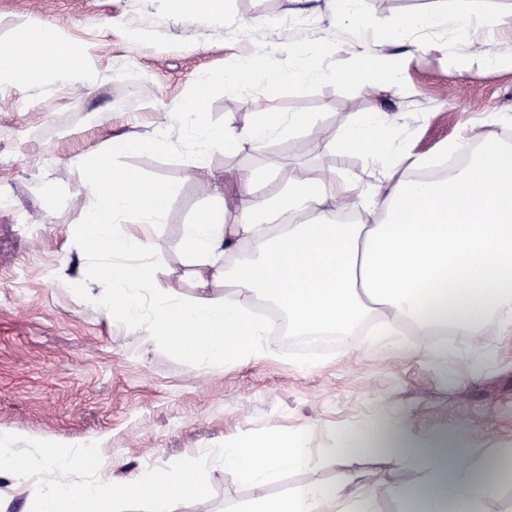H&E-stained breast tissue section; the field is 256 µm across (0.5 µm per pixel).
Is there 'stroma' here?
<instances>
[{"label": "stroma", "mask_w": 512, "mask_h": 512, "mask_svg": "<svg viewBox=\"0 0 512 512\" xmlns=\"http://www.w3.org/2000/svg\"><path fill=\"white\" fill-rule=\"evenodd\" d=\"M437 6L438 0H362L361 31L370 38ZM295 9L294 0H227L217 26L188 13L182 0H0V44H20L37 20L46 32L63 31L68 50L84 52L98 75L91 88L59 83L21 97L0 91V197L11 201L0 208V434L98 443L103 460H121L112 471L119 480L207 448L305 431L311 463L284 473L268 487L272 496L305 483L334 484L346 472L417 480V472L393 468L384 452L346 457L335 450L344 428L389 413L405 415L418 435L467 428L476 464L491 454L512 458V335L468 337L476 358L454 360L444 376L427 359L369 347L361 332L306 366L276 335L274 356L200 364L89 306L82 294L100 272L81 220L75 158L168 187L147 252L157 286L189 300L197 290L182 230L209 211L212 175L253 170L276 155L281 168L256 183L254 194L275 193L304 166L372 184L378 173L361 152L330 147L354 111L388 113L392 135L437 164L463 126L512 114V69L486 67L474 44L463 49L467 68L456 69L453 31L423 38L416 51L407 42L388 47L401 83L371 91L365 63L346 51L347 33L318 13L313 27H288ZM286 39L335 45L321 58L332 79L274 81L290 65ZM252 54L262 57L268 80L238 90L213 83L201 104L203 121L220 127L230 112L241 126L268 113L296 112L312 117L317 132L271 141L259 152L215 149L196 163L171 103L193 96L199 71L222 73ZM117 135H150L163 145L102 153L101 145ZM208 480L210 496L184 512H247L252 491L235 471L214 464Z\"/></svg>", "instance_id": "obj_1"}]
</instances>
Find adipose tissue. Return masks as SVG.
<instances>
[{"mask_svg": "<svg viewBox=\"0 0 512 512\" xmlns=\"http://www.w3.org/2000/svg\"><path fill=\"white\" fill-rule=\"evenodd\" d=\"M510 25L507 15L437 8L395 24L374 44L352 41L348 51L367 61L369 84H393L397 71L380 72L377 59L383 48L404 41L409 32L449 29L464 44L475 30ZM63 40V35L48 37L30 28L20 48L0 51V87L26 91L33 80L18 57ZM286 48L291 63L279 81L328 79L319 50L292 41ZM175 110L202 154L216 148L228 153L260 149L272 137L314 125L301 113H274L241 127L228 119L223 127L212 128L192 103L177 102ZM501 121L493 115L488 124L465 127L447 150L466 155V164L446 178L424 182L403 177V170L427 168L431 162L410 154L389 134L387 114L359 113L337 136L335 148L362 151L380 172L379 184L363 191L307 168L280 192L257 196L251 186L260 171L237 175L236 223H225L216 209L184 227L181 244L197 268L196 297L176 301L155 286L144 263L106 266V291L89 290L85 296L101 309L118 307L130 328L148 324L153 338L199 363L271 355L267 327L250 312L252 300L260 299L282 309L289 334L296 336L316 331L352 336L372 314L387 337L394 333V322L406 321L421 338L414 353L447 366L461 354V339L490 329L500 336L512 334V145L486 130ZM76 168L86 228L95 232L100 250L108 255L144 252L150 226L165 213L167 189L125 170L113 171L107 185L93 163L80 162ZM330 200L345 211L375 213L378 221L340 223L326 207ZM285 215L290 218L286 224L281 221ZM218 284L224 288L220 299L210 294ZM372 440L385 448L392 463L420 474L413 483L383 482L404 512H480L506 481L504 470L476 466L470 435L460 427L418 436L402 415L386 414L345 429L339 447L355 455ZM306 443L305 433L292 432L218 448L214 454L251 486V512H335L344 497L352 498V512H371L363 492L368 479L361 474L346 475L333 485L301 484L280 497L267 495L281 474L310 464Z\"/></svg>", "mask_w": 512, "mask_h": 512, "instance_id": "adipose-tissue-1", "label": "adipose tissue"}]
</instances>
